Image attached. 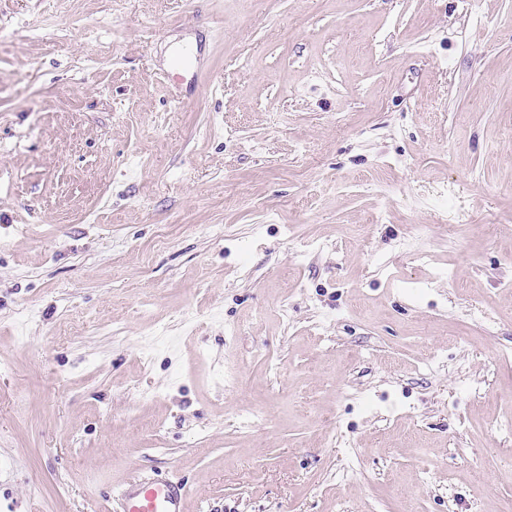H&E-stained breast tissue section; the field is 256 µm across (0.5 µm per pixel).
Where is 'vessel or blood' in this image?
<instances>
[{"label":"vessel or blood","instance_id":"1","mask_svg":"<svg viewBox=\"0 0 512 512\" xmlns=\"http://www.w3.org/2000/svg\"><path fill=\"white\" fill-rule=\"evenodd\" d=\"M188 488L173 477L131 479L117 490L118 512H184Z\"/></svg>","mask_w":512,"mask_h":512}]
</instances>
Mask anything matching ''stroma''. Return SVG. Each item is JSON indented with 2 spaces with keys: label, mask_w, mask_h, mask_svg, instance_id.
Segmentation results:
<instances>
[{
  "label": "stroma",
  "mask_w": 512,
  "mask_h": 512,
  "mask_svg": "<svg viewBox=\"0 0 512 512\" xmlns=\"http://www.w3.org/2000/svg\"><path fill=\"white\" fill-rule=\"evenodd\" d=\"M506 353L512 0H0V512H512ZM189 491L185 483L173 477L131 479L116 493L118 512H184Z\"/></svg>",
  "instance_id": "stroma-1"
}]
</instances>
